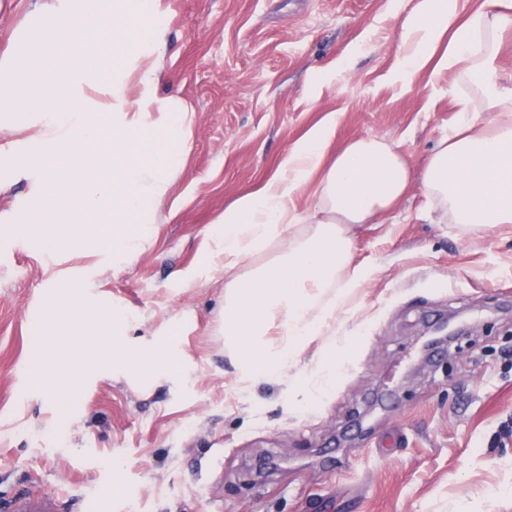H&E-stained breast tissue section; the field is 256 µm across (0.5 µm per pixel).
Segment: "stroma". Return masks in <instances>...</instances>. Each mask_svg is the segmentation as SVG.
Wrapping results in <instances>:
<instances>
[{
    "label": "stroma",
    "instance_id": "35a3bbf8",
    "mask_svg": "<svg viewBox=\"0 0 512 512\" xmlns=\"http://www.w3.org/2000/svg\"><path fill=\"white\" fill-rule=\"evenodd\" d=\"M414 0H163L155 97L194 111L192 152L138 260L91 247L0 245V512L19 494L83 512H512V224L439 223L418 177L458 113L450 70L395 77ZM335 116L334 149L379 137L417 174L379 224L352 228L370 284L279 377L244 381L224 343L223 271L202 255L217 219L259 189L290 147ZM82 279V288L69 281ZM75 296L112 317L130 352L169 353L176 374L116 362L76 394L51 374L49 305ZM467 331L440 352L433 327ZM178 336H171V329ZM354 342L331 390L316 366Z\"/></svg>",
    "mask_w": 512,
    "mask_h": 512
}]
</instances>
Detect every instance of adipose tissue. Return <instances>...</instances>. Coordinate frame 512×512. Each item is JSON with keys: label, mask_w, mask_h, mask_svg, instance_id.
I'll return each mask as SVG.
<instances>
[{"label": "adipose tissue", "mask_w": 512, "mask_h": 512, "mask_svg": "<svg viewBox=\"0 0 512 512\" xmlns=\"http://www.w3.org/2000/svg\"><path fill=\"white\" fill-rule=\"evenodd\" d=\"M459 3L417 0L403 22L397 75L408 83L432 64L481 91V111L459 99L460 118L420 177L441 220L474 232L512 224V89L495 66L499 38L512 29V0H487L465 18ZM165 15L162 0H62L0 56V129L23 134L21 151L0 152V173L38 175L34 201L9 216L1 240L20 234L50 248L94 245L121 263L137 260L192 148L188 105L151 94ZM335 128L332 115L311 128L259 190L227 208L213 233L215 255L201 259L208 267L224 258V338L243 374H280L328 334L337 307L375 273L353 261V225L379 223L414 176L409 158L383 138L331 153ZM276 242L283 248L276 260L238 274ZM52 312L53 390L76 391L89 360L116 355L142 374L181 369L176 358L109 341L85 351L81 305L63 298Z\"/></svg>", "instance_id": "adipose-tissue-1"}]
</instances>
